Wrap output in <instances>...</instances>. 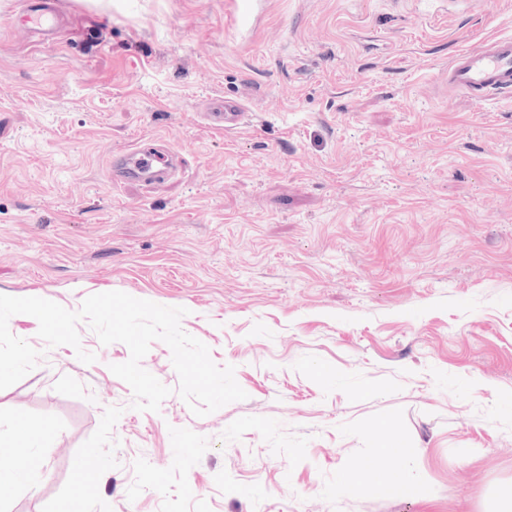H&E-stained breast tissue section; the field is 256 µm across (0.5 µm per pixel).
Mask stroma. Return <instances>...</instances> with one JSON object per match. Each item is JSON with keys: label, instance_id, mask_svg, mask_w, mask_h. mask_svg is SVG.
<instances>
[{"label": "stroma", "instance_id": "stroma-1", "mask_svg": "<svg viewBox=\"0 0 512 512\" xmlns=\"http://www.w3.org/2000/svg\"><path fill=\"white\" fill-rule=\"evenodd\" d=\"M0 0V290L78 310L122 291L186 308L244 400L196 416L169 347L141 365L172 393L134 409L130 357L79 321L0 390L54 429L0 512H498L512 486V100L448 91V59L512 34V0H55L40 44ZM246 112L231 131L225 100ZM165 142L170 176L110 160ZM414 496L349 487L389 432Z\"/></svg>", "mask_w": 512, "mask_h": 512}]
</instances>
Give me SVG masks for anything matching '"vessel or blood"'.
I'll list each match as a JSON object with an SVG mask.
<instances>
[{
	"mask_svg": "<svg viewBox=\"0 0 512 512\" xmlns=\"http://www.w3.org/2000/svg\"><path fill=\"white\" fill-rule=\"evenodd\" d=\"M18 19L38 37L51 39L55 12L51 0H26ZM448 86L478 102L512 99V34L472 45L448 60ZM171 166L168 155L144 146L112 159L118 178L149 179L165 175Z\"/></svg>",
	"mask_w": 512,
	"mask_h": 512,
	"instance_id": "1",
	"label": "vessel or blood"
}]
</instances>
